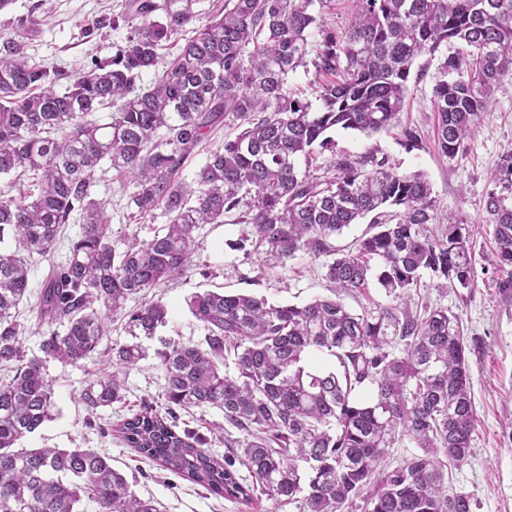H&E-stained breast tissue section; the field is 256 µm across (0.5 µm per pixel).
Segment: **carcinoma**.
I'll use <instances>...</instances> for the list:
<instances>
[{"label": "carcinoma", "instance_id": "1", "mask_svg": "<svg viewBox=\"0 0 512 512\" xmlns=\"http://www.w3.org/2000/svg\"><path fill=\"white\" fill-rule=\"evenodd\" d=\"M341 37L318 53L319 69L340 73L322 85L321 106L288 85L304 64L312 0H224L194 30L177 57L148 85L162 43L197 20L193 0H125L132 17L125 45L54 90L57 74L28 61L25 42H0V176L33 180V190L0 193V512H159L111 458L94 448H21L52 419L47 363L76 365L95 354L112 318L131 340L110 348L112 372L90 382V413L124 398L127 374L146 358L142 340L168 324L161 301L128 302L190 267L195 233L240 212L252 252L286 264L297 252L325 264L335 292H368L394 304L353 313L340 298L302 306L207 290L188 301L205 335L168 343L160 354L166 407L147 404L120 423L121 440L211 494L252 501L303 494V512H472L466 494L448 493L445 471L470 454L475 412L467 345L458 316L410 304L423 271L468 288L476 270L458 224L441 223L431 185L401 174L373 149L340 156L333 174L300 172L298 161L331 144L338 128L371 137L399 123L414 61L459 42L458 77L434 88L435 143L453 158L492 107L500 77L512 69V0H350ZM115 108L104 123L88 116ZM239 133L209 151L194 178L183 175L204 139L226 119ZM133 187L137 214L167 217L154 235L118 253L112 224L96 198L102 164ZM483 201L493 225L494 264L512 268V151L491 172ZM372 216L375 233L335 254L329 239ZM79 218L69 256L49 265L32 312L47 327L41 356L28 358L17 308L27 297V257L50 256L62 228ZM60 324L59 331L53 325ZM326 355L331 367L311 359ZM232 371H227L228 364ZM215 407L247 435L230 443L253 483L240 481L189 429L178 409ZM420 449L394 467L389 448Z\"/></svg>", "mask_w": 512, "mask_h": 512}]
</instances>
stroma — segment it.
<instances>
[{"label":"stroma","instance_id":"35a3bbf8","mask_svg":"<svg viewBox=\"0 0 512 512\" xmlns=\"http://www.w3.org/2000/svg\"><path fill=\"white\" fill-rule=\"evenodd\" d=\"M122 0H13L0 12V40L16 37L17 23L35 19L38 26L26 42L31 62L58 71L55 91H64L70 76L94 62L110 58L115 46L124 44L130 30L127 22L117 27H98V20L119 13ZM318 21L308 32L307 65L290 73L288 84L300 96L319 99L325 75L314 61L327 34H341L351 12L349 0H313L309 7ZM457 42L442 44L434 55L419 57L413 64L402 126L415 128L417 143H406L400 128L367 137L352 130L336 129L330 148L319 150L314 169L324 171L338 155H358L377 148L388 156L399 172L423 173L429 180L436 208L448 221L466 217L465 234L475 258L476 278L472 287L443 285L441 279L424 273L420 293L434 306L457 314L466 337L471 398L476 417L467 460L448 470V490L468 494L473 512H512V289L501 281L512 273L488 261L494 246L492 227L485 222L482 203L489 177L501 156L512 151V71L500 79L494 105L484 114L466 143V151L455 157L436 147L433 90L442 76L456 78V71H443L444 62L460 58ZM97 198L112 224V242L124 249L127 242L149 239L153 230L167 221L162 211L139 219L128 205L130 187L117 172H97ZM248 225L225 217L223 223L202 225L196 233L193 265L181 278L157 288L169 311V323L158 337L148 340L147 358L126 377L123 401L89 415L80 401L82 389L109 370L107 355L97 354L76 365L49 362L53 383L54 416L27 437V448H94L109 455L114 469L129 479L133 491L153 499L160 512H302L300 500L275 501L264 496L242 504L209 494L189 480L145 460L127 447L114 432L121 419L139 410L142 403H165V378L155 352L166 342L199 341L205 334L201 323L189 313L187 301L197 292L212 289L245 293L274 303L304 304L329 295L325 278L327 256L300 253L286 264L268 266L262 256L247 253L242 243ZM181 422L207 438V448L216 458L231 456L228 441L242 439V432L227 425L224 413L212 407L194 408L179 414ZM224 429L223 440L213 437L215 426Z\"/></svg>","mask_w":512,"mask_h":512}]
</instances>
